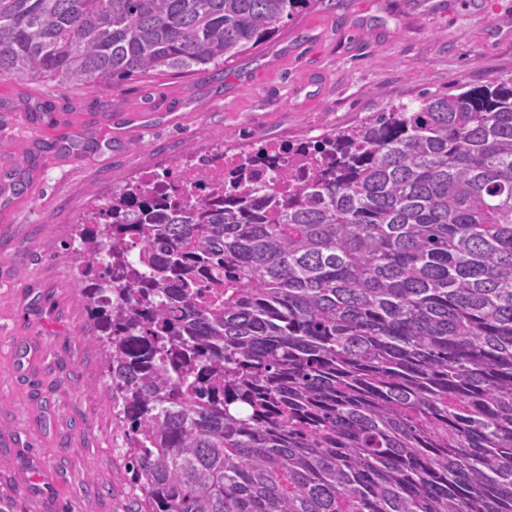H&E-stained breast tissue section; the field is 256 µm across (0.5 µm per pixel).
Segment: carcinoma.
<instances>
[{"instance_id": "cac0c4a2", "label": "carcinoma", "mask_w": 512, "mask_h": 512, "mask_svg": "<svg viewBox=\"0 0 512 512\" xmlns=\"http://www.w3.org/2000/svg\"><path fill=\"white\" fill-rule=\"evenodd\" d=\"M320 4L0 0V80L195 74ZM308 147L73 227L138 512H512V75ZM283 145L266 143L263 150L265 156L253 162L249 166L250 184L265 183L271 179L279 182L288 168L303 171L307 165V156L302 152H293L289 156V162H281L278 160Z\"/></svg>"}]
</instances>
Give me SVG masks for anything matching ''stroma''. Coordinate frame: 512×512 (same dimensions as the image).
<instances>
[{
	"label": "stroma",
	"mask_w": 512,
	"mask_h": 512,
	"mask_svg": "<svg viewBox=\"0 0 512 512\" xmlns=\"http://www.w3.org/2000/svg\"><path fill=\"white\" fill-rule=\"evenodd\" d=\"M512 0H326L279 36L202 74L147 77L118 88L0 83V105L51 104L44 142L93 127L70 166L25 168L33 198L0 213V490L18 512H136L125 436L102 357L61 253L91 197L105 200L144 170L186 154L267 140H314L391 104L457 93L512 73ZM152 113L131 143L107 113ZM223 135L216 144L215 135Z\"/></svg>",
	"instance_id": "obj_1"
}]
</instances>
